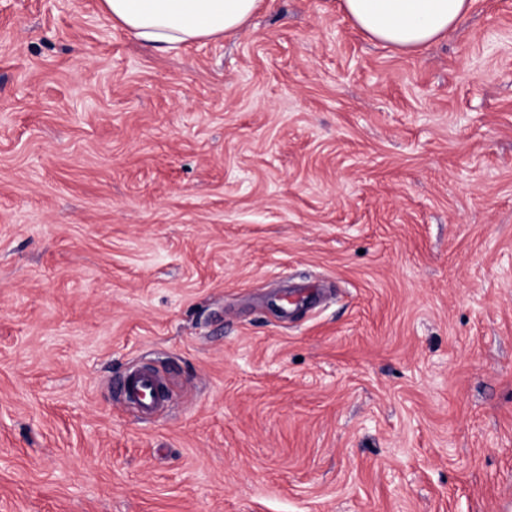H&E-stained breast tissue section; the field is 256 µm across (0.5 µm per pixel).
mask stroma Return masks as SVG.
Returning a JSON list of instances; mask_svg holds the SVG:
<instances>
[{
    "mask_svg": "<svg viewBox=\"0 0 512 512\" xmlns=\"http://www.w3.org/2000/svg\"><path fill=\"white\" fill-rule=\"evenodd\" d=\"M63 2L0 0V512H512V0ZM259 0H101L115 24L161 52L242 28ZM471 0H341L340 8L370 38L415 53L455 28ZM122 391L136 398L146 412L151 411L160 398L156 374L145 368L132 369L122 383Z\"/></svg>",
    "mask_w": 512,
    "mask_h": 512,
    "instance_id": "35a3bbf8",
    "label": "stroma"
}]
</instances>
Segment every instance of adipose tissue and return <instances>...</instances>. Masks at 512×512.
Instances as JSON below:
<instances>
[{"mask_svg": "<svg viewBox=\"0 0 512 512\" xmlns=\"http://www.w3.org/2000/svg\"><path fill=\"white\" fill-rule=\"evenodd\" d=\"M259 0H101L102 11L140 41L168 52L242 28ZM471 0H340L343 14L370 38L415 53L447 35Z\"/></svg>", "mask_w": 512, "mask_h": 512, "instance_id": "adipose-tissue-1", "label": "adipose tissue"}]
</instances>
